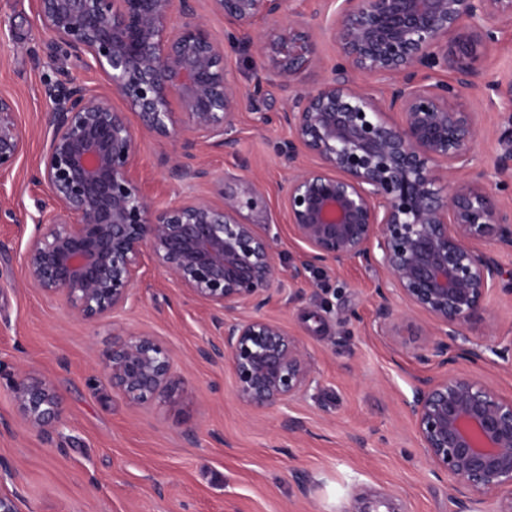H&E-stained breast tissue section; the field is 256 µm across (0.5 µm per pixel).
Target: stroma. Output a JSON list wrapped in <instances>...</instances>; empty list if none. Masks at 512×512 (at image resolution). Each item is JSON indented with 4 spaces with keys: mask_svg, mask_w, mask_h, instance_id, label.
I'll return each instance as SVG.
<instances>
[{
    "mask_svg": "<svg viewBox=\"0 0 512 512\" xmlns=\"http://www.w3.org/2000/svg\"><path fill=\"white\" fill-rule=\"evenodd\" d=\"M11 19L0 36V95L11 98L27 133L16 169L0 176V204L19 211L20 224H0V491L15 495L21 512H354L357 493L388 501L399 512H499L500 499L454 502L446 478L431 473L406 408L417 381L435 362L417 355L429 338L424 318L411 314L402 333L380 320L378 271L355 263L314 268L305 283L290 275L302 249L284 205L288 168L274 149L287 126L264 125L259 113L239 112L224 151L198 143L195 161L210 183L174 178L165 162L173 143L139 139L144 196L162 207L225 191L242 201L250 224L280 227L278 278L264 315L275 317L310 353L314 381L294 402L253 410L233 396L224 361L199 350L217 331L206 305L189 298L151 258H144L126 308L94 321L77 318L62 302L32 288L21 254L46 195L31 181L52 108L46 85L60 71L88 85L102 76L57 49L38 28L36 0H0ZM228 78L247 89L267 75L264 110L280 111L287 91L258 54H228ZM486 79L512 82V25L486 53ZM467 104L484 131L470 167L496 186L498 129L512 122V102L479 91ZM505 272L488 298L490 320L467 336L498 348L512 345V249L486 241ZM152 332L172 353L183 395L130 407L112 389L103 361L130 332ZM45 379L59 397L60 416L49 431L20 414L16 382Z\"/></svg>",
    "mask_w": 512,
    "mask_h": 512,
    "instance_id": "1",
    "label": "stroma"
}]
</instances>
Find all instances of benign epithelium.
<instances>
[{"mask_svg": "<svg viewBox=\"0 0 512 512\" xmlns=\"http://www.w3.org/2000/svg\"><path fill=\"white\" fill-rule=\"evenodd\" d=\"M199 2L37 0V20L57 48L104 77L143 133L181 143L168 159L173 176L208 182L211 173L192 163L195 142L232 148L226 128L239 111L258 109L265 90L261 75L245 91L229 82L226 51ZM206 2L238 52L260 39L261 55L292 91L282 111L262 120L291 133L279 151L290 170L288 220L305 245L294 278L317 265L377 268L383 323L397 332L406 321L390 305L395 295L427 317L434 337L420 358L436 359L438 370L419 380L408 403L427 464L448 476L454 500L512 490V396L463 368L489 352L504 357L469 342L465 330L489 317L487 298L502 278L475 243L496 239L512 248V202L502 196L512 187L511 124L499 131L509 145L497 157L499 187L462 175L483 137L466 93L483 87L512 103V83H480L486 51L512 23V0H336L332 16L316 10L308 21L295 19L288 0ZM259 19L270 24L256 37ZM322 30L336 44L331 64L319 51ZM448 69L451 80L419 83L422 72ZM316 71L317 81L301 82ZM373 77L387 81L385 95L366 87ZM46 95L55 106L31 180L48 195L23 253L28 282L95 320L126 305L148 255L212 310L222 333L201 356L227 362L241 405L273 408L306 392L314 380L308 351L277 320L242 313L269 298L279 273L278 225L243 222L239 200L223 192L217 201L152 205L139 186L138 137L126 113L67 73ZM24 142L14 102L0 95V174L14 170ZM302 156L315 164H302ZM103 368L131 406L179 390L169 349L146 331L128 333ZM14 393L32 425L44 430L59 419L58 396L45 380L27 376Z\"/></svg>", "mask_w": 512, "mask_h": 512, "instance_id": "1", "label": "benign epithelium"}]
</instances>
